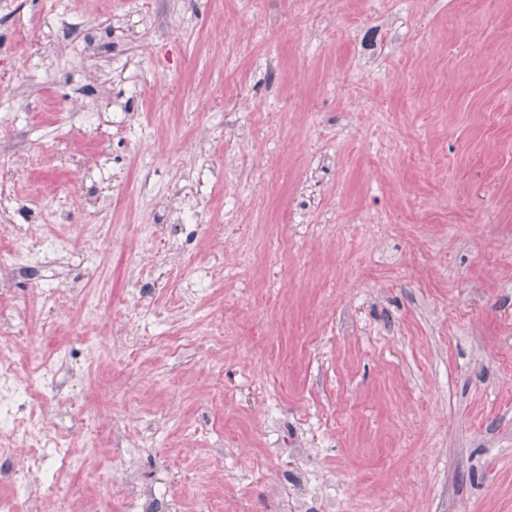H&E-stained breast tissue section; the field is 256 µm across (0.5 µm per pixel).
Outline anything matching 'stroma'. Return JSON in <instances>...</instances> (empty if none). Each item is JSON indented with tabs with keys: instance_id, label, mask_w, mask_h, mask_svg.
<instances>
[{
	"instance_id": "1",
	"label": "stroma",
	"mask_w": 512,
	"mask_h": 512,
	"mask_svg": "<svg viewBox=\"0 0 512 512\" xmlns=\"http://www.w3.org/2000/svg\"><path fill=\"white\" fill-rule=\"evenodd\" d=\"M19 237L43 504L512 512V0H0Z\"/></svg>"
}]
</instances>
